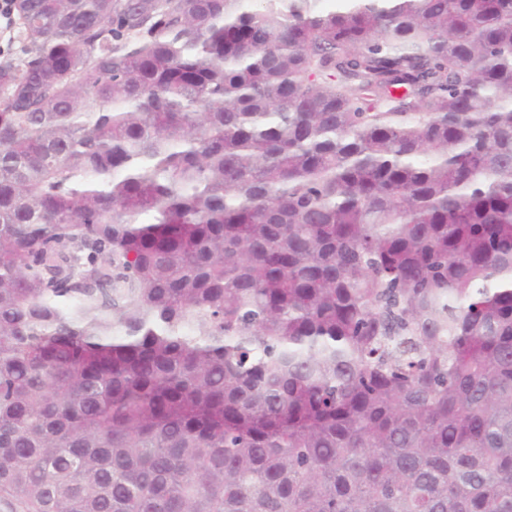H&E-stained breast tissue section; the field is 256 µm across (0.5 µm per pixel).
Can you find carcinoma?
<instances>
[{
    "label": "carcinoma",
    "mask_w": 512,
    "mask_h": 512,
    "mask_svg": "<svg viewBox=\"0 0 512 512\" xmlns=\"http://www.w3.org/2000/svg\"><path fill=\"white\" fill-rule=\"evenodd\" d=\"M15 0L0 503L512 512V0Z\"/></svg>",
    "instance_id": "1"
}]
</instances>
